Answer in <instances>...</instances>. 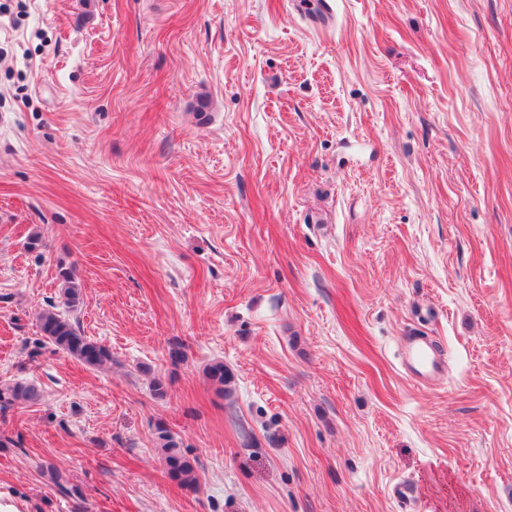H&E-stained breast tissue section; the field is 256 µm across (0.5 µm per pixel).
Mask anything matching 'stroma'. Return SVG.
<instances>
[{"label":"stroma","mask_w":512,"mask_h":512,"mask_svg":"<svg viewBox=\"0 0 512 512\" xmlns=\"http://www.w3.org/2000/svg\"><path fill=\"white\" fill-rule=\"evenodd\" d=\"M333 4L0 0V381L42 391L0 414V503L512 512V0ZM69 268L99 369L34 347ZM398 359L405 375L414 382L422 386L444 384L446 359L428 336H405L398 348ZM157 444L166 475L189 490L196 488L197 460L190 458L181 443L161 424L156 425Z\"/></svg>","instance_id":"obj_1"}]
</instances>
